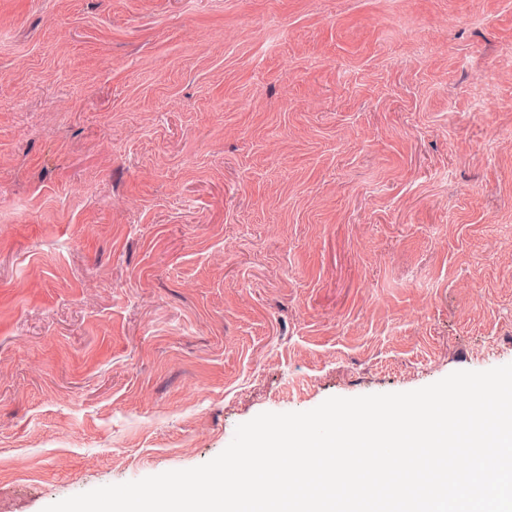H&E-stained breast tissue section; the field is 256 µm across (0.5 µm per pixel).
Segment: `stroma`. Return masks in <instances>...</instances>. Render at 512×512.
Listing matches in <instances>:
<instances>
[{
	"instance_id": "1",
	"label": "stroma",
	"mask_w": 512,
	"mask_h": 512,
	"mask_svg": "<svg viewBox=\"0 0 512 512\" xmlns=\"http://www.w3.org/2000/svg\"><path fill=\"white\" fill-rule=\"evenodd\" d=\"M508 363L512 0H0V512Z\"/></svg>"
}]
</instances>
